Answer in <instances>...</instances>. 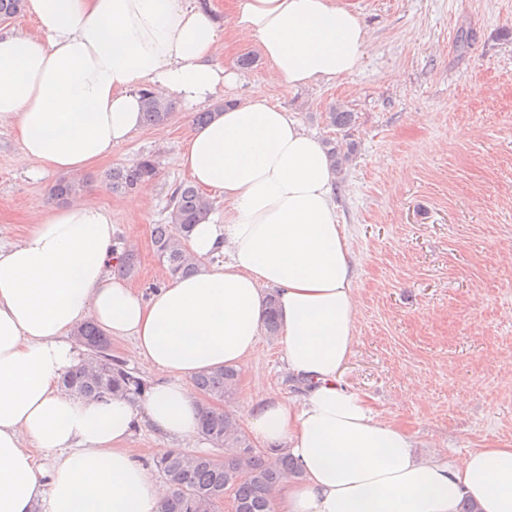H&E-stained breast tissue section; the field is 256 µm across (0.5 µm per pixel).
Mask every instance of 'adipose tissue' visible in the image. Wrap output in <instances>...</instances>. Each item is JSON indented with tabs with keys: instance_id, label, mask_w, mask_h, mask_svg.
<instances>
[{
	"instance_id": "1",
	"label": "adipose tissue",
	"mask_w": 512,
	"mask_h": 512,
	"mask_svg": "<svg viewBox=\"0 0 512 512\" xmlns=\"http://www.w3.org/2000/svg\"><path fill=\"white\" fill-rule=\"evenodd\" d=\"M36 30L0 27V120L27 170L76 172L143 126L141 94L209 105L238 75L217 62L225 31L255 42L293 87L358 71L369 32L345 0H27ZM180 160L224 219L196 225L200 266L143 298L113 270L110 211L92 193L48 206L22 239L0 243V512H160L170 494L132 455L137 427L165 446L199 437L201 372L255 348L276 292L283 359L300 399L245 401L264 448L299 473L274 512H512V444L454 461L424 456L342 381L358 342L354 267L320 141L266 95L192 129ZM128 339L158 373L143 401L77 398L57 384L77 364L74 332Z\"/></svg>"
}]
</instances>
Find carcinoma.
I'll use <instances>...</instances> for the list:
<instances>
[{
  "label": "carcinoma",
  "instance_id": "cac0c4a2",
  "mask_svg": "<svg viewBox=\"0 0 512 512\" xmlns=\"http://www.w3.org/2000/svg\"><path fill=\"white\" fill-rule=\"evenodd\" d=\"M174 110L170 100H160L150 93L143 94L142 121L146 126L164 124ZM329 125L349 129L355 122L354 113L341 105L327 112ZM324 147L337 173H342L351 161L354 145L345 147L325 141ZM156 174L155 160L143 157L129 166L112 169L107 180L115 192L129 191L148 182ZM84 181L61 177L53 186L51 196L67 201L82 193ZM210 201L191 182L175 187L170 197L168 222L157 224L152 231V244L169 277L190 276L197 271L199 259L188 248L195 225L206 220ZM138 269V258L128 248L115 267L123 277L131 278ZM264 331L277 336L280 321L276 297L267 301ZM78 343L85 348L81 363L69 369L61 378L62 387L81 398H102L122 394L136 397L142 393L143 382L126 368L107 346L108 338L93 324L86 323L75 331ZM239 379L235 368H218L194 378L202 394L224 400L233 395ZM200 433L217 448L224 449V461L215 462L205 454L173 451L156 461V468L172 487V493L161 506V512H214L218 495L233 492L237 512H270V491L285 475H296L293 458L285 453H256L242 430L239 419L231 412L208 403L199 409Z\"/></svg>",
  "mask_w": 512,
  "mask_h": 512
}]
</instances>
